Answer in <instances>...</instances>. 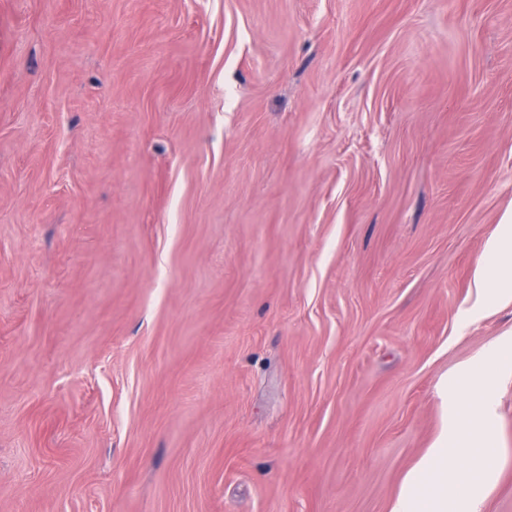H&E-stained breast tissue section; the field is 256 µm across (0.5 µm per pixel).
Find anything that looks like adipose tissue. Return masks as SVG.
Listing matches in <instances>:
<instances>
[{"label": "adipose tissue", "instance_id": "ef3b65f1", "mask_svg": "<svg viewBox=\"0 0 512 512\" xmlns=\"http://www.w3.org/2000/svg\"><path fill=\"white\" fill-rule=\"evenodd\" d=\"M477 286L485 305L512 303V225H500L478 263ZM512 375V340L492 346L468 372L469 404L459 409L443 394L449 415L431 448L406 475L389 512H481V492L495 474L488 461L491 399L498 383Z\"/></svg>", "mask_w": 512, "mask_h": 512}]
</instances>
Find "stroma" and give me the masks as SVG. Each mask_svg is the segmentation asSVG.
Segmentation results:
<instances>
[{
  "instance_id": "1",
  "label": "stroma",
  "mask_w": 512,
  "mask_h": 512,
  "mask_svg": "<svg viewBox=\"0 0 512 512\" xmlns=\"http://www.w3.org/2000/svg\"><path fill=\"white\" fill-rule=\"evenodd\" d=\"M511 221L512 0H0V512H389Z\"/></svg>"
}]
</instances>
